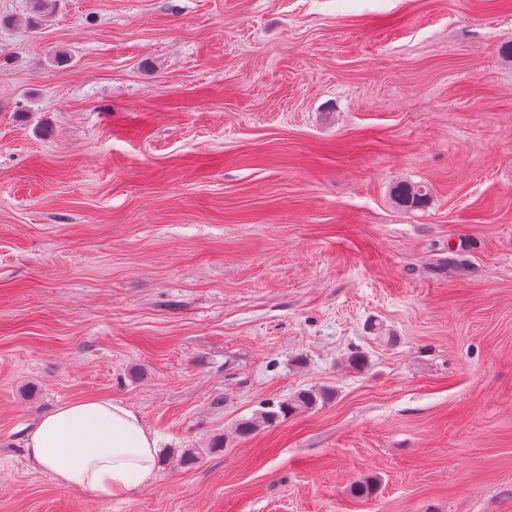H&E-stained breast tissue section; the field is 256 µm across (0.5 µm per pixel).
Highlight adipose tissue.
Returning <instances> with one entry per match:
<instances>
[{"mask_svg":"<svg viewBox=\"0 0 512 512\" xmlns=\"http://www.w3.org/2000/svg\"><path fill=\"white\" fill-rule=\"evenodd\" d=\"M30 460L63 485L119 497L151 486L160 457L139 415L110 399L69 401L28 432Z\"/></svg>","mask_w":512,"mask_h":512,"instance_id":"obj_1","label":"adipose tissue"}]
</instances>
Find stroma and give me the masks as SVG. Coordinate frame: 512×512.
Instances as JSON below:
<instances>
[{"label": "stroma", "mask_w": 512, "mask_h": 512, "mask_svg": "<svg viewBox=\"0 0 512 512\" xmlns=\"http://www.w3.org/2000/svg\"><path fill=\"white\" fill-rule=\"evenodd\" d=\"M100 397L117 499L25 449ZM0 512H512V0H0ZM427 195L422 186H415L408 183L398 185L393 190L394 202L402 207L417 208L422 205ZM329 398L325 390H302L277 405V410L263 411L258 416L240 421L235 427V435L247 437L253 434L262 425H272L281 418H286L299 411L314 408L319 401ZM26 448L58 483L110 498L151 486L160 463L139 415L112 399L61 404L28 432Z\"/></svg>", "instance_id": "1"}]
</instances>
